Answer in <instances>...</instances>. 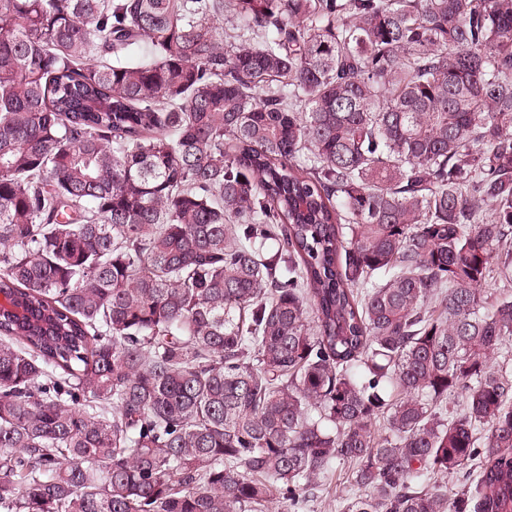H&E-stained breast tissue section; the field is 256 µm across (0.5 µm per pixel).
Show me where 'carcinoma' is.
<instances>
[{
    "instance_id": "cac0c4a2",
    "label": "carcinoma",
    "mask_w": 512,
    "mask_h": 512,
    "mask_svg": "<svg viewBox=\"0 0 512 512\" xmlns=\"http://www.w3.org/2000/svg\"><path fill=\"white\" fill-rule=\"evenodd\" d=\"M0 294V512H512V0H0ZM352 467L347 463H334L322 477L317 488L296 512H345L351 497L361 494L352 480Z\"/></svg>"
}]
</instances>
